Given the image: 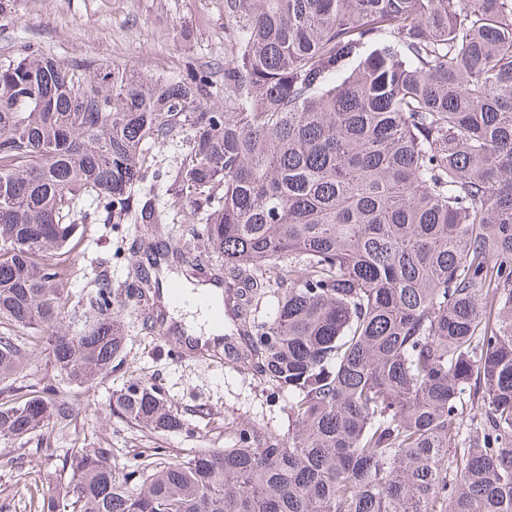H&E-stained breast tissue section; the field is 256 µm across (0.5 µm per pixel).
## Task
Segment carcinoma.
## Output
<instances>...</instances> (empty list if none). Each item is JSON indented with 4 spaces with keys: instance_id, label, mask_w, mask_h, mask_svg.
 <instances>
[{
    "instance_id": "cac0c4a2",
    "label": "carcinoma",
    "mask_w": 512,
    "mask_h": 512,
    "mask_svg": "<svg viewBox=\"0 0 512 512\" xmlns=\"http://www.w3.org/2000/svg\"><path fill=\"white\" fill-rule=\"evenodd\" d=\"M224 69L175 75L0 59V384L49 345L76 386L122 362L126 307L164 259L219 258L224 353L288 393L284 432L233 448H74L39 512H512V0H224ZM187 151L158 204L153 146ZM89 224H135V291L101 276L70 306ZM245 348L238 349L232 337ZM112 415L182 428L130 377ZM73 406L51 386L0 403V442Z\"/></svg>"
}]
</instances>
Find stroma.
<instances>
[{
  "mask_svg": "<svg viewBox=\"0 0 512 512\" xmlns=\"http://www.w3.org/2000/svg\"><path fill=\"white\" fill-rule=\"evenodd\" d=\"M8 8L12 22L0 34L1 56L17 38L62 60L114 62L148 74L178 73L190 57L224 65V0H8ZM139 246L134 225H90L67 258L78 269L66 283L73 304H85L102 271L113 287H129L126 254ZM123 320L129 339L122 363L93 384L71 388L75 413L68 429L48 425L0 445V512H34L33 502L59 485L75 443L113 449L126 461L147 448L186 456L232 447L239 423L260 432L287 429V394L273 392L255 372L189 353L175 359L171 341L148 329L140 310L127 309ZM133 375L159 386L184 420L180 431L155 435L112 416L113 391Z\"/></svg>",
  "mask_w": 512,
  "mask_h": 512,
  "instance_id": "stroma-1",
  "label": "stroma"
}]
</instances>
